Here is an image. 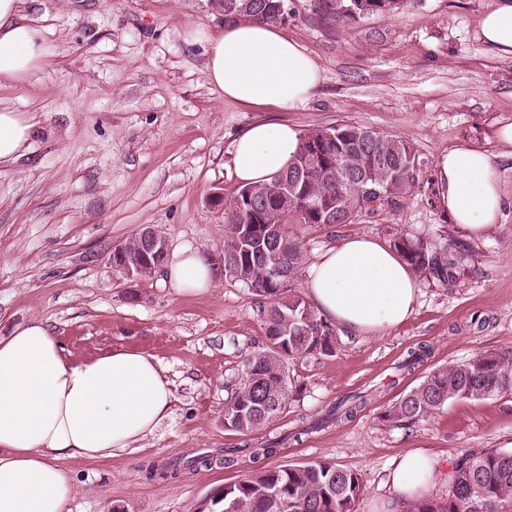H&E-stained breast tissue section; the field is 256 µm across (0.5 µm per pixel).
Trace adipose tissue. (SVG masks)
Here are the masks:
<instances>
[{
	"label": "adipose tissue",
	"instance_id": "obj_1",
	"mask_svg": "<svg viewBox=\"0 0 512 512\" xmlns=\"http://www.w3.org/2000/svg\"><path fill=\"white\" fill-rule=\"evenodd\" d=\"M23 0H0V85H23L42 70L53 46L33 27ZM480 39L512 54V0H500L480 24ZM206 79L225 99L252 109L285 110L306 102L322 69L276 25L252 18L224 24L206 39ZM36 124L0 107V165L22 157ZM301 141L297 128L268 120L235 137L232 164L244 184H260L290 168ZM494 154L473 146L441 155L435 170L439 206L474 235L499 223L503 208ZM176 289L199 294L216 273L196 248L167 265ZM417 274L381 240L350 235L311 264L305 289L318 315L338 328L379 335L404 323L418 293ZM174 398L160 361L120 347L77 359L38 319L0 336V512H69L73 481L60 456L97 459L131 446L168 417ZM444 475L439 461L417 450L391 474L394 499L412 500Z\"/></svg>",
	"mask_w": 512,
	"mask_h": 512
}]
</instances>
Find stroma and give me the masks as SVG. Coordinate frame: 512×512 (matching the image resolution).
<instances>
[{
    "label": "stroma",
    "mask_w": 512,
    "mask_h": 512,
    "mask_svg": "<svg viewBox=\"0 0 512 512\" xmlns=\"http://www.w3.org/2000/svg\"><path fill=\"white\" fill-rule=\"evenodd\" d=\"M497 0H406L395 16L344 28L319 17L314 0H288L282 29L323 70L310 100L282 112L300 133L352 124L397 134L428 169L448 150L496 154L504 208L481 236L451 224L426 192L340 228L292 224L303 264L349 235L390 241L407 233L455 238L471 253L450 287L420 281L412 315L381 336L338 331L332 355L287 359L295 393L282 416L244 436L224 427V403L245 358L266 345V299L218 278L205 294L173 288L164 270L129 279L113 270L115 244L157 226L171 249L223 255L218 197L239 186L232 167L239 130L264 111L226 101L206 79L205 39L224 23L208 0H25L26 14L54 47L37 78L0 87V103L36 115L31 147L0 166V336L44 320L77 359L126 346L154 355L175 400L161 425L131 448L99 459L66 458L71 512H195L205 496L262 467L327 461L359 476L356 512H387L388 484L404 454L446 461L482 449H512V392L454 399L409 426L384 408L433 370L512 348V155L495 139L512 122V56L478 38ZM429 356L401 370L410 351ZM363 393L351 420L313 429L338 399ZM277 440L253 459L244 444ZM238 449L233 465L150 478L149 467Z\"/></svg>",
    "instance_id": "1"
}]
</instances>
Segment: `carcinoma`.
I'll return each mask as SVG.
<instances>
[{
    "mask_svg": "<svg viewBox=\"0 0 512 512\" xmlns=\"http://www.w3.org/2000/svg\"><path fill=\"white\" fill-rule=\"evenodd\" d=\"M226 17H251L273 24L288 21L287 0H212ZM404 0H316V13L354 25L370 15L398 13ZM363 126L343 124L309 131L295 162L266 184L242 186L224 200V277L246 284L269 300L266 348L243 362L240 386L224 403L230 430L251 434L267 428L287 408L288 376L284 360L312 353L331 355L336 330L309 302L290 288L302 266V244L288 232L300 224H351L362 212L392 208L414 188L430 187L433 176L406 138ZM390 245L422 278L450 287L464 271L469 249L454 240L439 244L425 237L395 235ZM512 391V350L482 353L434 370L418 386L382 412L385 423L412 425L453 399L483 400ZM363 404L359 395L336 402L312 424L337 423ZM211 454L176 461L150 477L174 478L180 468L208 467ZM448 494L403 503V512H512V449H484L452 464ZM224 503L240 512H275L270 494L288 496L294 512H356L362 493L358 475L328 462H310L256 470L222 487Z\"/></svg>",
    "mask_w": 512,
    "mask_h": 512,
    "instance_id": "carcinoma-1",
    "label": "carcinoma"
}]
</instances>
